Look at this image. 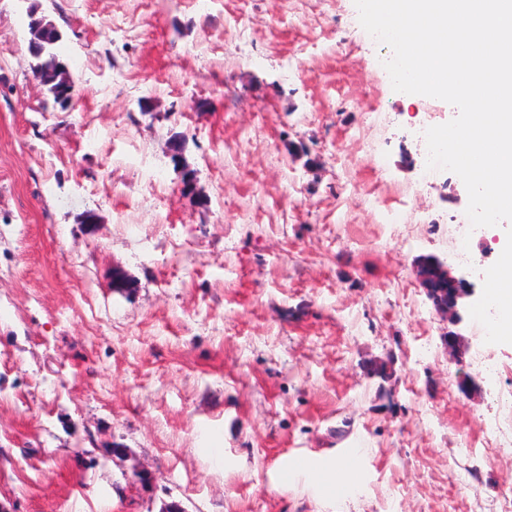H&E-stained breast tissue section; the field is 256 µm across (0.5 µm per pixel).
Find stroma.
Segmentation results:
<instances>
[{"mask_svg":"<svg viewBox=\"0 0 512 512\" xmlns=\"http://www.w3.org/2000/svg\"><path fill=\"white\" fill-rule=\"evenodd\" d=\"M33 4L66 112L30 69ZM456 114L389 95L354 0H0V504L499 512L512 448L460 387L479 343L464 324L448 358L414 272L468 193L451 172L403 193L412 128Z\"/></svg>","mask_w":512,"mask_h":512,"instance_id":"obj_1","label":"stroma"}]
</instances>
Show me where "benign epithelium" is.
I'll return each instance as SVG.
<instances>
[{"instance_id": "7a95c632", "label": "benign epithelium", "mask_w": 512, "mask_h": 512, "mask_svg": "<svg viewBox=\"0 0 512 512\" xmlns=\"http://www.w3.org/2000/svg\"><path fill=\"white\" fill-rule=\"evenodd\" d=\"M32 38L28 43V52L39 59L34 66L35 73H52L58 65L56 54L44 45L45 31L56 26L46 18L30 21ZM417 275L423 290L432 303L436 314L451 324L441 340L451 356L461 353L463 338L460 326L466 321L469 307L480 297L479 288L472 279V273L454 270L448 261L437 256L422 257L416 264Z\"/></svg>"}]
</instances>
